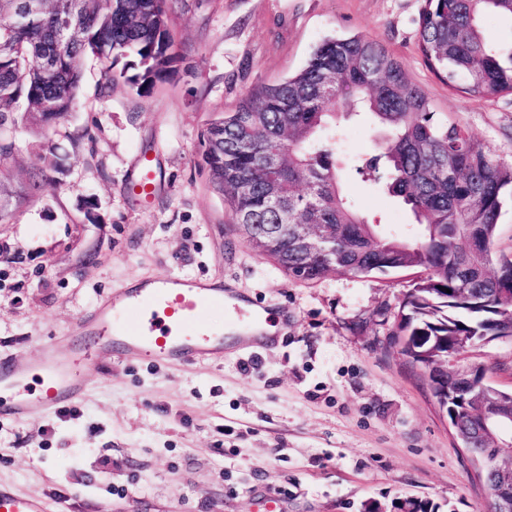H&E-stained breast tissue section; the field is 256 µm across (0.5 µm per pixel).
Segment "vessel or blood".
<instances>
[{"mask_svg":"<svg viewBox=\"0 0 512 512\" xmlns=\"http://www.w3.org/2000/svg\"><path fill=\"white\" fill-rule=\"evenodd\" d=\"M153 166L152 158L140 157L136 175L129 182L135 194L145 200L156 191ZM238 299V294L223 286L179 278L124 289L108 305L80 319L78 329L91 339L90 347H75L66 338L45 345L43 358L33 372L38 378L36 386H29L28 374L10 362H0V418L21 421L73 406L86 392L78 366L100 351L115 356L140 352L173 364L209 359L223 350L224 338L205 328L207 308L225 306L246 330L265 317V307L252 303L243 307ZM51 509L48 500L0 483V512Z\"/></svg>","mask_w":512,"mask_h":512,"instance_id":"vessel-or-blood-1","label":"vessel or blood"}]
</instances>
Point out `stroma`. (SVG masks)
<instances>
[{
    "label": "stroma",
    "mask_w": 512,
    "mask_h": 512,
    "mask_svg": "<svg viewBox=\"0 0 512 512\" xmlns=\"http://www.w3.org/2000/svg\"><path fill=\"white\" fill-rule=\"evenodd\" d=\"M425 0H173L175 71L144 94L90 57L70 115L49 132L22 128L0 182V360L27 368L115 289L145 279L228 282L279 307L273 343L166 364L114 356L81 367L87 393L69 409L0 421V482L71 503L75 512H360L373 500L425 498L456 512L487 499L425 377L391 341L409 272L291 278L243 240L202 162L208 120L300 69L323 40L380 42L502 164L512 166V93L465 98L417 49ZM342 157L375 145L369 121L342 123ZM55 183L18 197L49 147ZM154 158L148 202L125 191L134 160ZM350 194L385 232L413 218L360 181ZM497 387L512 389V341L478 346Z\"/></svg>",
    "instance_id": "35a3bbf8"
}]
</instances>
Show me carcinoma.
<instances>
[{
	"label": "carcinoma",
	"mask_w": 512,
	"mask_h": 512,
	"mask_svg": "<svg viewBox=\"0 0 512 512\" xmlns=\"http://www.w3.org/2000/svg\"><path fill=\"white\" fill-rule=\"evenodd\" d=\"M70 0H0V177L15 149L9 132L21 125L49 129L72 110L84 58L110 62L144 92L165 80L179 58L168 26L171 0H82L64 37ZM486 13L512 18V0H425L418 48L449 86L491 99L512 92V46L482 25ZM23 102V112L11 107ZM370 114L379 131L373 153L342 167L336 121ZM202 159L229 200L239 224H323L325 252L309 255L293 234L266 254L289 276L307 282L333 271L355 276L419 269L401 302L394 341L421 369L455 435H471L477 454L496 441L476 433L483 402L462 387L469 371L487 377L484 364H467L477 345L512 341V259L495 256L498 218L512 192V167L494 160L451 115L432 110L427 92L376 40L329 38L296 74L266 84L232 112L209 120ZM280 151L276 168L266 165ZM358 175L384 182L415 219L412 239L384 234L343 187ZM492 412L512 422V390L491 383ZM393 512H439L429 500L405 499Z\"/></svg>",
	"instance_id": "carcinoma-1"
}]
</instances>
